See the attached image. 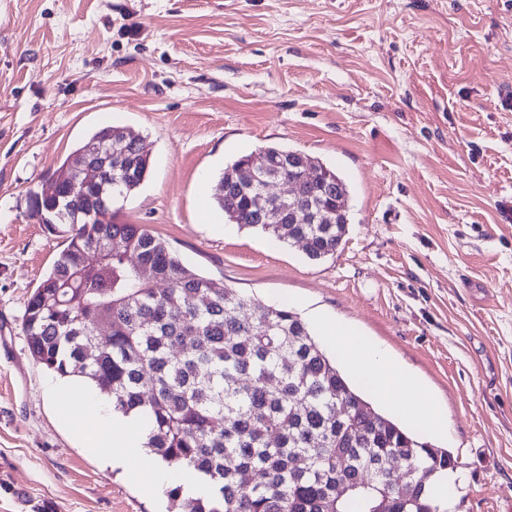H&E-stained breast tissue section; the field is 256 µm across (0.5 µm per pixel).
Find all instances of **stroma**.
Instances as JSON below:
<instances>
[{"label": "stroma", "instance_id": "stroma-1", "mask_svg": "<svg viewBox=\"0 0 512 512\" xmlns=\"http://www.w3.org/2000/svg\"><path fill=\"white\" fill-rule=\"evenodd\" d=\"M108 124L150 155L116 223L236 292L381 343L448 417L434 444L458 462L453 512H512V0H6L0 512L169 507L70 434L22 331L62 245L35 196ZM269 145L345 181L333 257L219 227L216 178Z\"/></svg>", "mask_w": 512, "mask_h": 512}]
</instances>
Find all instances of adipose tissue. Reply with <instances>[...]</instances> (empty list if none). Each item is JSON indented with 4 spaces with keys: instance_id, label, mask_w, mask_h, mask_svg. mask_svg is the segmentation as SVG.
Masks as SVG:
<instances>
[{
    "instance_id": "obj_1",
    "label": "adipose tissue",
    "mask_w": 512,
    "mask_h": 512,
    "mask_svg": "<svg viewBox=\"0 0 512 512\" xmlns=\"http://www.w3.org/2000/svg\"><path fill=\"white\" fill-rule=\"evenodd\" d=\"M321 326L326 339L352 374L394 411L417 421L425 435L448 434V422L440 414L435 400L380 345L329 319L322 320ZM50 390L60 404L91 407V414L70 419L71 429L88 447L122 467L131 480L156 489L175 481L197 494H207V487L198 482L191 468L172 470L146 462L148 429L137 413L125 415L113 411L106 400L95 397L81 378L53 382Z\"/></svg>"
}]
</instances>
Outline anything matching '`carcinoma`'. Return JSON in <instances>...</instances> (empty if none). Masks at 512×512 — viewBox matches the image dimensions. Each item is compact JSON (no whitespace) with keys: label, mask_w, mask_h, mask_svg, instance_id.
I'll use <instances>...</instances> for the list:
<instances>
[{"label":"carcinoma","mask_w":512,"mask_h":512,"mask_svg":"<svg viewBox=\"0 0 512 512\" xmlns=\"http://www.w3.org/2000/svg\"><path fill=\"white\" fill-rule=\"evenodd\" d=\"M123 137L119 126L96 129L52 173L55 194L36 201L41 223L67 237L23 316L32 358L86 379L114 411H142L147 448L212 484L207 498L171 489L172 512H443L431 483L457 460L378 412L295 312L188 268L146 225L114 221V197L148 176L146 149L127 146L122 161L99 166L93 198L81 194L75 162ZM318 167L342 190L326 197L322 182H306L296 204L322 200L332 224H256L257 202L227 191L223 175L213 200L224 222L299 241L323 260L348 232L349 192Z\"/></svg>","instance_id":"obj_1"}]
</instances>
